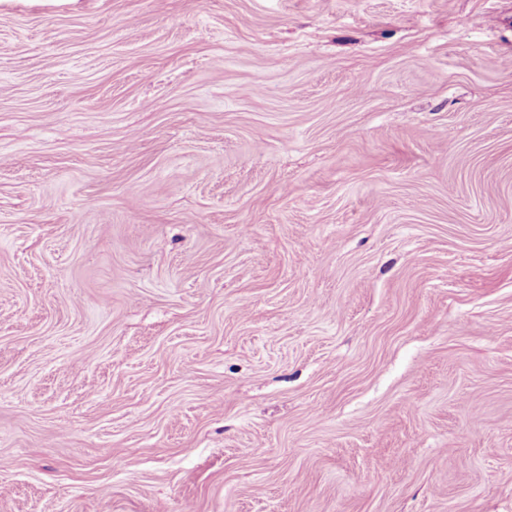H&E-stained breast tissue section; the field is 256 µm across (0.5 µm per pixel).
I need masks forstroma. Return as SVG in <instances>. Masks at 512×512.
I'll use <instances>...</instances> for the list:
<instances>
[{
  "label": "stroma",
  "instance_id": "1",
  "mask_svg": "<svg viewBox=\"0 0 512 512\" xmlns=\"http://www.w3.org/2000/svg\"><path fill=\"white\" fill-rule=\"evenodd\" d=\"M0 512H512V0H0Z\"/></svg>",
  "mask_w": 512,
  "mask_h": 512
}]
</instances>
